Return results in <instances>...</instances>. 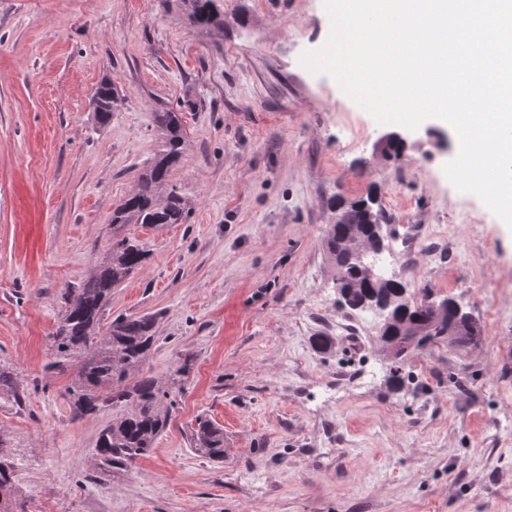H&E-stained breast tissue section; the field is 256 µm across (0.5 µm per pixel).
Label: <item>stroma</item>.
I'll return each mask as SVG.
<instances>
[{"instance_id": "obj_1", "label": "stroma", "mask_w": 512, "mask_h": 512, "mask_svg": "<svg viewBox=\"0 0 512 512\" xmlns=\"http://www.w3.org/2000/svg\"><path fill=\"white\" fill-rule=\"evenodd\" d=\"M217 5L221 23L201 26L192 0H0V366L15 381L0 435L25 512H512L500 219L445 177L453 140L435 123L386 159V126L301 65L330 34L323 0ZM105 80L120 103L101 124ZM167 111L182 117L170 182L188 213L125 228L147 259L106 317L157 314L139 373L175 404L147 455L101 475L112 409L75 416L51 336L63 288L103 262ZM370 193L415 228L386 275L453 298L482 329L410 352L398 391L373 313L338 305L324 247L337 202ZM320 334L330 349H315ZM200 418L223 428V462L190 448Z\"/></svg>"}]
</instances>
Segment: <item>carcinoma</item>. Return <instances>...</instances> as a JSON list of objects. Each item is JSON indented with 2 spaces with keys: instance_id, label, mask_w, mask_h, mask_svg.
<instances>
[{
  "instance_id": "1",
  "label": "carcinoma",
  "mask_w": 512,
  "mask_h": 512,
  "mask_svg": "<svg viewBox=\"0 0 512 512\" xmlns=\"http://www.w3.org/2000/svg\"><path fill=\"white\" fill-rule=\"evenodd\" d=\"M214 12L215 0H194L191 20L196 25L209 24ZM94 105L100 122L111 118L117 107L111 83L104 82L97 87ZM158 127L163 138L162 149L141 174L137 190L112 211V247L106 261L87 282L77 288H66L62 314L52 336L54 361L49 367L61 372L73 371L68 387L73 412L85 416L106 405L123 408V413L112 419L96 442V468L103 474L125 470L144 456L166 429L174 404L170 391L159 381L135 376L158 341L157 315L117 317L107 329H102L112 289L146 259L140 246L120 235V231L130 224L147 227L181 224L187 215L185 199L176 187L167 186L171 169L183 150L179 114L161 113ZM361 203V199L353 201L343 209L345 223L339 225L338 234L326 237L325 246L336 268V279L344 281L350 289L344 305L358 310L366 301L381 309L393 300L395 288L405 283L387 276L366 285L358 267L348 262L343 232L361 224L362 213L353 210V206ZM431 295L432 290L424 286L418 289V301L413 303L412 315L420 338L402 336L396 340L400 354L393 362V377L397 382L402 381L400 372L408 353L448 341L444 335L448 328H453L458 342L475 343L481 339L480 326L468 314L452 321L434 317L428 303ZM189 445L216 462L224 461L227 453L224 429L208 419L197 420ZM3 448L4 440L0 437V512H24L16 510L12 500L14 464Z\"/></svg>"
}]
</instances>
